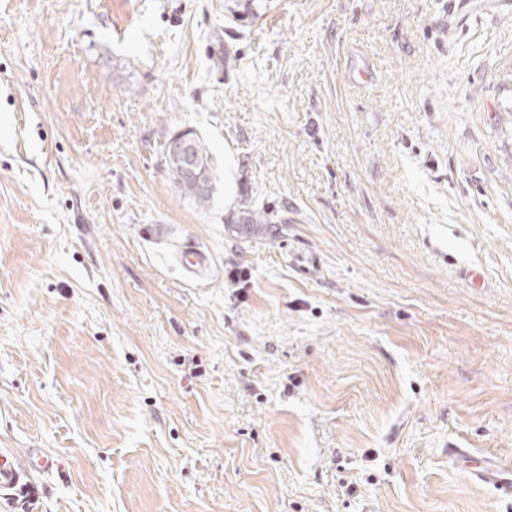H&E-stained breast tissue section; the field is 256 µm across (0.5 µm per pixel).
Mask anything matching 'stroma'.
<instances>
[{
	"instance_id": "obj_1",
	"label": "stroma",
	"mask_w": 512,
	"mask_h": 512,
	"mask_svg": "<svg viewBox=\"0 0 512 512\" xmlns=\"http://www.w3.org/2000/svg\"><path fill=\"white\" fill-rule=\"evenodd\" d=\"M0 448L34 512H512L448 457L512 469V0H0ZM188 133L190 134L191 139L187 133H178L175 134L168 142L170 153L178 160L168 155L167 146L165 147V155L177 187L191 197L199 206L204 207L210 200V185L212 182L208 152L196 134L190 130H188ZM195 162L198 172L202 173L208 179V185L205 191L197 189L196 184L185 176L181 169L182 166L187 175L195 176ZM175 263L186 273L199 274L205 267V254L197 247L182 244L172 254ZM56 462L42 448H0V498L8 499L23 481L49 473Z\"/></svg>"
}]
</instances>
